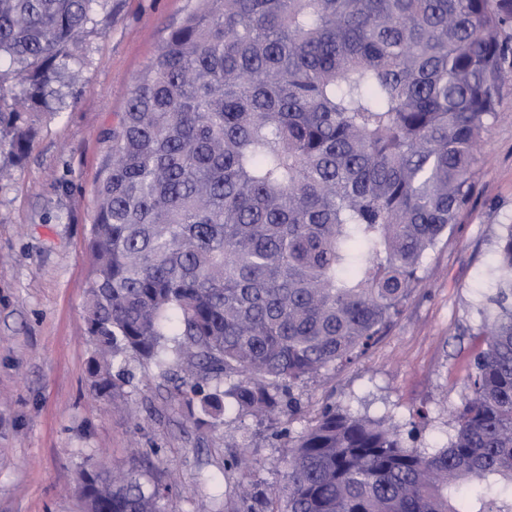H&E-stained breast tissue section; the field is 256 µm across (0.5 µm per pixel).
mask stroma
<instances>
[{"instance_id":"stroma-1","label":"stroma","mask_w":512,"mask_h":512,"mask_svg":"<svg viewBox=\"0 0 512 512\" xmlns=\"http://www.w3.org/2000/svg\"><path fill=\"white\" fill-rule=\"evenodd\" d=\"M198 0H108L111 25L77 49L73 95L44 119L10 179L0 181V512H81L76 476L105 459L172 471L175 512H199L198 487L234 496L239 481L287 491V438L226 405L199 430L174 383L136 369L120 395L92 388L84 306L93 201L106 138L134 78ZM470 209L430 253L422 281L389 331L353 363L293 389L302 429L334 405L399 426L410 446L442 448L449 414L467 393L476 332L496 291L497 241L512 224V83L484 138ZM428 418L414 424L417 409ZM247 447L248 476L224 462Z\"/></svg>"}]
</instances>
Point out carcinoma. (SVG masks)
<instances>
[{
    "label": "carcinoma",
    "instance_id": "1",
    "mask_svg": "<svg viewBox=\"0 0 512 512\" xmlns=\"http://www.w3.org/2000/svg\"><path fill=\"white\" fill-rule=\"evenodd\" d=\"M108 0H0V179ZM135 77L90 227L93 388L184 374L197 428L224 399L288 437V496L211 512H512V226L448 445L293 387L366 352L474 193L512 73V0H199ZM82 512H174L161 471L97 462Z\"/></svg>",
    "mask_w": 512,
    "mask_h": 512
}]
</instances>
